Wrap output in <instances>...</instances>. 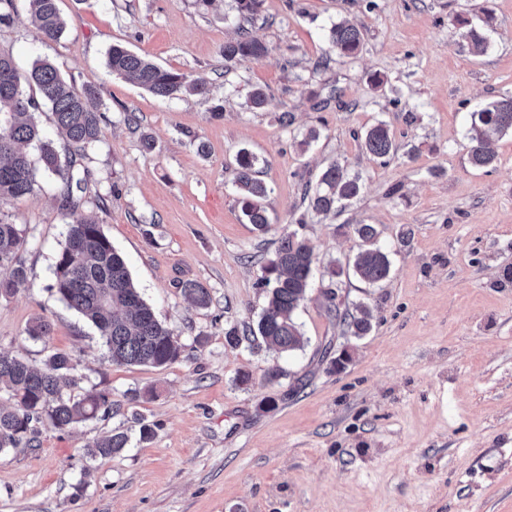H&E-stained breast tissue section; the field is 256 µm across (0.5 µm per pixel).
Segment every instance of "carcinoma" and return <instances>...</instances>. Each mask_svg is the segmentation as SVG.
<instances>
[{"instance_id":"obj_1","label":"carcinoma","mask_w":512,"mask_h":512,"mask_svg":"<svg viewBox=\"0 0 512 512\" xmlns=\"http://www.w3.org/2000/svg\"><path fill=\"white\" fill-rule=\"evenodd\" d=\"M32 22L41 35L59 39L65 20L57 0H28ZM480 24L468 19L459 24L468 27L467 35L474 50L482 53L488 45L487 31L494 28L492 12L484 8ZM331 47L340 57L357 54L363 43L362 29L353 23H332L328 29ZM266 46L246 33L224 43V62L235 63L257 58ZM106 64L112 73L137 83L153 95L174 98L184 93L204 96L207 87L190 76L162 68L127 48L116 44L107 52ZM36 90L39 98L25 94V87ZM92 89L77 90L48 61L37 59L27 69L20 67L10 55L0 53V205L30 197L40 190V178L52 175L60 184L59 208L69 218L65 242L53 269V290L67 306L87 319L99 332L108 359L116 365L166 367L177 362L182 345L157 319L152 307L135 286L123 255L103 232L98 219L80 211L81 198L75 191L90 176L89 170H75L74 161H63L35 118L39 102L50 106L54 123L68 143L83 151L98 141L100 117ZM468 131L469 162L477 168H488L496 160L489 145L493 137L512 133V97L493 101L470 115ZM33 145L39 151L33 162L24 147ZM362 148L376 160L397 153L390 128L379 122L364 135ZM259 157L247 149L236 157L235 185L238 202L247 223L263 230L269 224L262 201L268 195L267 185L257 177ZM361 191V177L349 174L333 162L319 175L317 187L309 200V208L318 215L339 211L343 202L356 198ZM355 233L365 244L353 260V271L362 281L374 285L390 274L388 254L375 245L376 228L358 224ZM22 229L0 217V266H11L9 277L0 280V294H13L28 286L26 268L18 257ZM314 247L297 232H284L275 258L263 268L260 285L268 289L267 307L256 325L235 326L224 331L232 345L262 338L281 353L301 348L303 333L295 320V312L307 299L313 267ZM197 305L205 307L210 292L199 283L184 288ZM336 322L355 337L371 329L369 314L357 306L336 308ZM71 357L64 352L52 353L43 367L31 366L10 353H0V390H5L11 404L0 403V452L32 446L36 425L42 423L57 430L112 414L108 395L87 391L73 394L63 386L76 385ZM129 445V436L117 432L93 441L87 454L108 457Z\"/></svg>"}]
</instances>
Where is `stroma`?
Masks as SVG:
<instances>
[{
    "label": "stroma",
    "instance_id": "1",
    "mask_svg": "<svg viewBox=\"0 0 512 512\" xmlns=\"http://www.w3.org/2000/svg\"><path fill=\"white\" fill-rule=\"evenodd\" d=\"M367 1L263 0L246 24L233 0H58L66 32L48 40L28 0H13L0 51L24 67L48 60L99 94L100 138L77 157L92 172L82 210L182 353L164 368L107 361L97 330L49 289L66 232L55 183L1 206L23 230L29 285L0 296V351L37 366L69 353L78 391L108 393L113 409L65 431L41 426L35 448L0 453V512H512V135L493 141L492 168L467 156L470 113L512 97V0ZM486 3L497 28L477 54L458 19ZM343 19L364 32L347 58L328 40ZM243 25L267 52L225 65ZM114 44L204 80L208 94L160 98L113 75ZM256 87L268 97L259 110L247 103ZM380 121L398 145L385 163L361 146ZM313 128L318 141L301 151ZM243 148L266 160L263 233L238 204ZM335 160L363 190L323 219L304 188ZM358 224L375 225L390 255L380 285L344 268ZM287 231L317 257L297 311L304 346H231L225 328L266 305L259 278ZM191 282L208 288L207 306L185 295ZM332 290L369 310L368 335H344ZM38 317L52 327L43 340L27 333ZM117 431L128 448L87 458Z\"/></svg>",
    "mask_w": 512,
    "mask_h": 512
}]
</instances>
